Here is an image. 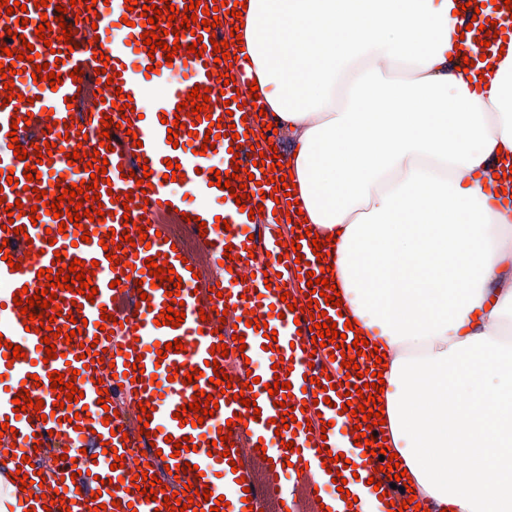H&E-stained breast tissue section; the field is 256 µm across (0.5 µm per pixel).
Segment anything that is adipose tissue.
Wrapping results in <instances>:
<instances>
[{
	"instance_id": "adipose-tissue-1",
	"label": "adipose tissue",
	"mask_w": 512,
	"mask_h": 512,
	"mask_svg": "<svg viewBox=\"0 0 512 512\" xmlns=\"http://www.w3.org/2000/svg\"><path fill=\"white\" fill-rule=\"evenodd\" d=\"M231 20L348 318L390 353L389 446L428 512H512V33L458 69L453 0H246Z\"/></svg>"
}]
</instances>
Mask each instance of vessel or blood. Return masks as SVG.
Returning a JSON list of instances; mask_svg holds the SVG:
<instances>
[{
	"mask_svg": "<svg viewBox=\"0 0 512 512\" xmlns=\"http://www.w3.org/2000/svg\"><path fill=\"white\" fill-rule=\"evenodd\" d=\"M23 7L14 13H5L0 8V20L13 17L19 19L16 31L24 35L33 45L37 54L35 61L17 62L14 76V100H7L5 90H0V199L7 205L16 200H27V179L23 177L25 167L35 166L41 172L36 180L38 189L47 190L52 186L54 174L61 168L72 167L79 179L90 180L83 162L68 161L67 152L73 151V135L89 131L91 146H98L100 133H109L112 151L107 152V180L99 184L103 210L108 217L105 223L96 225L89 242H82V231L75 226L60 230L54 216L41 214L38 221L29 216L0 212V239L12 244H32L38 255L21 269L10 268L7 261L0 259V308L5 315L0 318V377L7 381L9 389L0 393V425L10 424V431L0 435V512H45L42 502L27 498L21 490V475L37 480L36 463L42 455L49 454L60 460L56 489L62 490L64 500L71 512H84L85 504L91 501L93 493L120 502L119 512H158L162 501L146 500L144 494L135 491L133 469L114 468L115 458H129L132 448L144 450V459L149 462V474L155 475L162 486L170 491H182L184 485L195 489H210L207 501L201 502L202 512L218 507L219 512H250L249 503L264 499L280 502L284 496L277 489L274 479L257 482L251 470L242 463L241 448H249L253 458L263 454H276L280 464H292L294 469L305 472H322L323 468L342 469L344 461H351L358 468L373 472L380 481L382 490L388 491L395 504L409 500V493L391 488L386 473L380 472V460L372 456L368 445L357 446L343 443L340 431H353L356 423L351 413L339 412V405L360 403L359 395H348L349 386L359 382L373 383L368 369L375 358L370 351H362L356 362L365 371L364 377L347 376L340 361L335 360L334 344L313 348V332L310 328L311 314L326 313L336 324L337 331L345 332L347 341H354V333L346 332L345 319L339 307L318 302L311 310H288L280 296L304 297L308 292V272L321 271L313 253L311 237L306 236L302 224L285 225L287 202H275L271 196L273 185L268 176L256 170V160L273 164L274 158L268 153L269 144L258 133L261 117L257 108L244 102V93L236 89L237 81L243 80L250 65L248 59L233 61L231 76L235 81L223 84L218 80L220 70L213 50L203 55L190 53L195 35L205 32L202 23H194L192 29L180 30L178 35H165L166 43H178L174 56L165 51H150L141 36L142 5L127 7L125 0H97L92 11L75 12L70 0H55L47 10L35 8V0H21ZM63 17L72 26L74 50L62 47L61 27L47 32L45 40H38L32 33L34 24L41 19ZM130 20L125 40L118 41L112 36L113 26ZM57 63L61 75L58 86L49 82L34 81L33 67L43 63ZM158 63L156 79L162 80L163 89L157 101H149L144 85L145 75L151 63ZM183 68L184 79L172 81L167 76L170 66ZM85 74L95 69H105L112 75L113 82L107 88V102L98 111L73 114L68 107L69 99H81L92 92V84L73 81V69ZM209 88L213 112L211 117L190 121L185 129L179 130L176 142H169L166 120L174 119L177 106L186 101L192 88ZM132 97L137 113L130 128H122V117L112 103L118 95ZM52 111L55 124L51 131L28 136L29 127L39 126L43 111ZM111 116L113 128H104V116ZM72 119V128H64V119ZM219 119L223 136L216 140L210 150H202L201 136L209 130L212 119ZM236 130V137H229V130ZM19 140L27 150L26 160H19L11 140ZM56 144L52 163H37L36 149L44 143ZM178 164L185 179L182 192H175L164 176L168 163ZM238 170V179L232 180V187H245L247 197L244 205H237L234 197L226 196L224 190L214 186L217 170ZM147 175L149 188L137 185L139 175ZM15 177V184H8V177ZM205 191L208 195L222 199V212L204 207L187 206L185 194ZM132 196L137 207L125 210L121 199ZM262 208L260 217H250L254 208ZM150 212L154 220L146 224L147 242L128 247L119 264H111L100 244L109 231H127L137 236L136 225L142 221L143 212ZM191 216V230H204V242L208 258L212 263L225 260L229 271L219 279L221 294L211 297L207 287H194L193 273L188 270L183 246H172L162 237L166 231V219L182 223L184 216ZM143 222V221H142ZM287 230L289 238L299 239L301 260L288 257L286 247L278 243L280 230ZM56 231V239H49L48 231ZM233 250V259H225V250ZM62 256L64 262L79 259L96 262L92 278L97 293L94 299L76 291L58 292L56 302L62 314L56 324L63 332L73 330L74 320H87L82 330L84 359H77L74 352H67L53 360H45L41 349L42 336L26 331L24 317L13 298L22 289H35L39 284V270L51 268L55 256ZM162 257L168 268L174 269L181 277L184 287L180 299L184 301L185 318L180 326L157 325L156 320L168 301L172 282L153 283L145 264L147 258ZM249 270L250 279H242V270ZM141 287L150 298L149 304L129 306L123 316L125 323L119 330L120 338L110 341L98 323L103 309H115L127 290ZM235 311L240 319L236 333L243 336L246 348L236 352L238 381L229 393H215L213 377L215 370L210 364L211 350L220 345L214 320H201L200 314L211 311L212 307ZM254 312L258 323L247 326L241 316L244 311ZM275 331V338L264 335L265 330ZM181 341L182 352L168 351L166 357H158V345ZM21 346L23 359L11 362L6 358L8 344ZM105 351L103 363H96L94 350ZM317 355L323 368L315 372L309 366L310 355ZM135 358V369H127V358ZM111 364L118 383L129 391L133 402L150 407L151 419L148 424L130 420L120 415L107 417L99 404L97 389L102 364ZM194 368L202 369L198 380L185 384L182 374ZM58 371L64 375H76V387L83 391L80 405L86 406L89 419H78L69 423L63 409L54 408L48 378L49 372ZM169 377L167 388H160L159 377ZM256 377L253 386L256 404L246 407L236 400L241 384L248 377ZM332 379L334 386L319 390V380ZM290 383L291 395L284 406H276L267 390L274 381ZM28 389L31 398L43 400L42 411L34 408L19 412L13 403L21 389ZM216 394L219 407L214 418L202 425L190 423L194 413L188 408L197 392ZM296 410V420L288 429L277 430L276 420L282 419L285 408ZM184 412V419H175V412ZM242 414V423L232 428V447L229 456L214 453L213 443L218 440L213 421L232 419ZM174 440L187 439L190 448L175 452L172 443H166V436ZM294 442V449H286V442ZM332 454H344V461L324 465L323 450ZM238 462V469H231V462ZM192 464V471L175 474V467ZM122 481V488H115V481ZM225 499V506H218V499Z\"/></svg>",
	"mask_w": 512,
	"mask_h": 512,
	"instance_id": "b4317fda",
	"label": "vessel or blood"
}]
</instances>
